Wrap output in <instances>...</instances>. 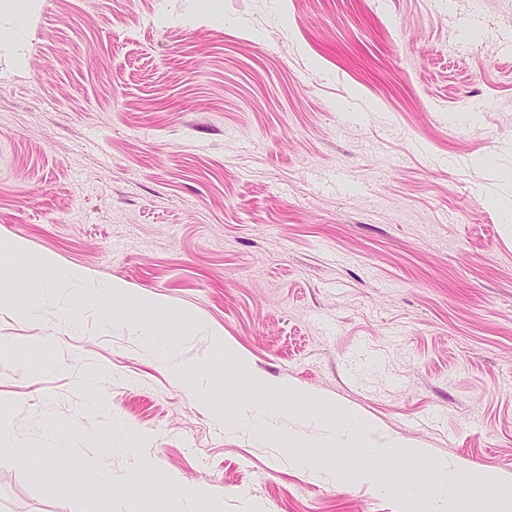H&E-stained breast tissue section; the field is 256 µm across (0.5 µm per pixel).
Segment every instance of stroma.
Wrapping results in <instances>:
<instances>
[{"label":"stroma","instance_id":"stroma-1","mask_svg":"<svg viewBox=\"0 0 512 512\" xmlns=\"http://www.w3.org/2000/svg\"><path fill=\"white\" fill-rule=\"evenodd\" d=\"M511 34L512 0H34L18 51L0 16V255L30 248L0 272V512H99L100 467L112 512H180L182 483L214 492L197 512H403L431 489L429 461L313 446L309 418L338 417L292 384L512 475ZM44 252L169 308L116 328L73 295L59 320L30 272ZM155 329L208 401L169 377ZM246 399L296 448L225 430ZM111 420L133 439L82 438ZM70 439L47 472L11 454ZM137 457L157 479L130 498ZM369 463L382 485L357 479ZM176 314L187 327H190L196 332L206 333L207 336H209L212 349L219 354L224 353L225 360H232L234 369L239 374H249L248 361L244 357L238 355L233 346L224 339L223 332L210 327V325L204 320L193 316L185 310L177 311ZM88 481L96 487L103 504L101 512H112V471L101 468L93 472Z\"/></svg>","mask_w":512,"mask_h":512}]
</instances>
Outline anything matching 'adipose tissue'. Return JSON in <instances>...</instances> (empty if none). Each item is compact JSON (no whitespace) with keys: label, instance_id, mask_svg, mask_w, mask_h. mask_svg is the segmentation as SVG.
<instances>
[{"label":"adipose tissue","instance_id":"adipose-tissue-1","mask_svg":"<svg viewBox=\"0 0 512 512\" xmlns=\"http://www.w3.org/2000/svg\"><path fill=\"white\" fill-rule=\"evenodd\" d=\"M32 274L40 281L43 292L50 294L63 289L89 298L107 299L108 312L112 316L113 326L116 327L125 325L124 309L130 303H137L145 311L157 312L165 308L158 295L142 294L135 297L122 283L92 282L83 270L59 265L48 254L37 256L32 266ZM341 418L340 429L322 426L316 438L318 445L333 447L355 444L366 455L377 459L398 457L412 460L428 457L427 449L383 430L365 415L352 409H343ZM432 466L437 473L432 490L425 497L407 499L404 512H462L464 482H461L460 475L464 472L469 475L468 482L492 488L491 494L481 505L480 512H512V478H499L477 469L465 471L459 463L445 458L433 459Z\"/></svg>","mask_w":512,"mask_h":512}]
</instances>
